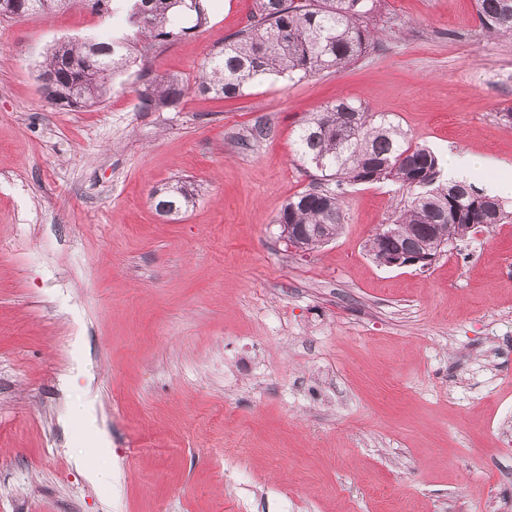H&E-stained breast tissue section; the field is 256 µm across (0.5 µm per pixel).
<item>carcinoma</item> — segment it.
Returning <instances> with one entry per match:
<instances>
[{"label":"carcinoma","instance_id":"cac0c4a2","mask_svg":"<svg viewBox=\"0 0 512 512\" xmlns=\"http://www.w3.org/2000/svg\"><path fill=\"white\" fill-rule=\"evenodd\" d=\"M65 0H0V16L50 13ZM100 15L125 14L134 39L147 45L167 42L201 27L202 0H84ZM377 0H258L247 25L224 39V47L202 67L196 82L200 93L224 98L241 95L261 77L303 79L340 70L361 57L374 43L366 19ZM485 32L512 36V0H475ZM195 18L178 28L175 17ZM131 40L79 43L63 41L47 53L39 78L46 97L60 108H88L107 93L111 77L131 61ZM184 95L178 83L154 77L139 91L147 111L177 103ZM299 151L324 177L344 183L392 181L416 190L407 208L392 223L397 241L419 246L426 235L458 240L471 225L502 224L509 217L497 197L479 193L472 184L438 181V156L422 145L406 142L398 126L377 119L346 99H338L302 123ZM158 212L179 213L193 204L185 185L169 184L152 192ZM343 221L339 195L312 188L282 207L279 224H301L308 233L302 246L311 251L320 238L333 239Z\"/></svg>","mask_w":512,"mask_h":512}]
</instances>
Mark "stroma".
Listing matches in <instances>:
<instances>
[{
  "label": "stroma",
  "instance_id": "obj_1",
  "mask_svg": "<svg viewBox=\"0 0 512 512\" xmlns=\"http://www.w3.org/2000/svg\"><path fill=\"white\" fill-rule=\"evenodd\" d=\"M203 5L71 110L43 93L48 49L123 18L0 17V512H512V219L382 267L366 242L410 191L297 154L344 97L439 159L512 167V86L488 79L512 38L481 35L475 0H379L356 62L222 99L194 82L256 0ZM156 76L184 95L142 111ZM177 181L195 203L161 216ZM321 185L342 229L295 252L277 215Z\"/></svg>",
  "mask_w": 512,
  "mask_h": 512
}]
</instances>
